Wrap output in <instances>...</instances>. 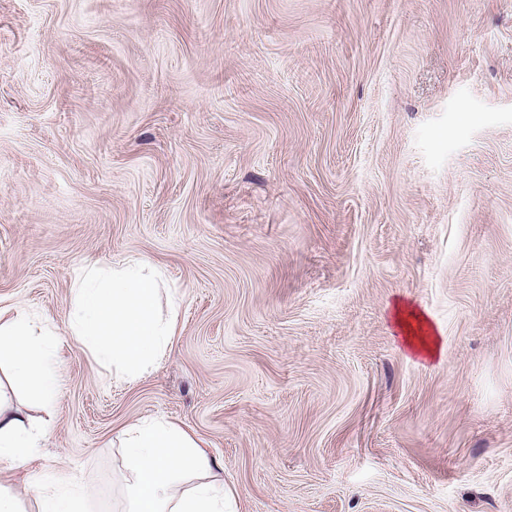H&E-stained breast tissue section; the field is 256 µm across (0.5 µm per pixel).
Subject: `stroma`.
I'll return each instance as SVG.
<instances>
[{"label": "stroma", "instance_id": "stroma-1", "mask_svg": "<svg viewBox=\"0 0 512 512\" xmlns=\"http://www.w3.org/2000/svg\"><path fill=\"white\" fill-rule=\"evenodd\" d=\"M179 300L154 371L72 336L84 267ZM440 354L403 343L395 302ZM57 392L12 475L124 512L116 433L188 430L238 512H512V0H0V317ZM409 309L402 310L400 307H397L396 309V323L400 328V331L403 336L404 344L413 352L416 354H422L424 356H427L429 358H434L439 353V339L437 336H435L430 342L423 341L420 343H415L414 340L410 337L411 333L408 331L404 315L408 312V314H411L412 317L416 320L418 327L422 331L423 334L428 333L429 335L433 334L436 335V332L429 322L428 318L421 312L417 311L416 309ZM426 328V329H424ZM0 332L1 335L12 336V344L16 348L13 359L15 377L37 384L43 400L50 402L58 380L54 369V349L49 338L23 317L0 325Z\"/></svg>", "mask_w": 512, "mask_h": 512}]
</instances>
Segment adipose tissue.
<instances>
[{
	"label": "adipose tissue",
	"mask_w": 512,
	"mask_h": 512,
	"mask_svg": "<svg viewBox=\"0 0 512 512\" xmlns=\"http://www.w3.org/2000/svg\"><path fill=\"white\" fill-rule=\"evenodd\" d=\"M161 281L159 268L137 258L113 268L83 269L73 283V336L111 358L121 375L152 372L174 328L173 320L157 313ZM0 333L11 336L16 348L15 377L37 384L43 400H52L57 375L49 338L23 318L0 325ZM38 433L36 419L0 391V462L11 468L21 464ZM118 439L127 473L126 512H232V495L216 462L177 425L149 419L123 430ZM36 494L42 512H74L85 488L48 480Z\"/></svg>",
	"instance_id": "obj_1"
}]
</instances>
